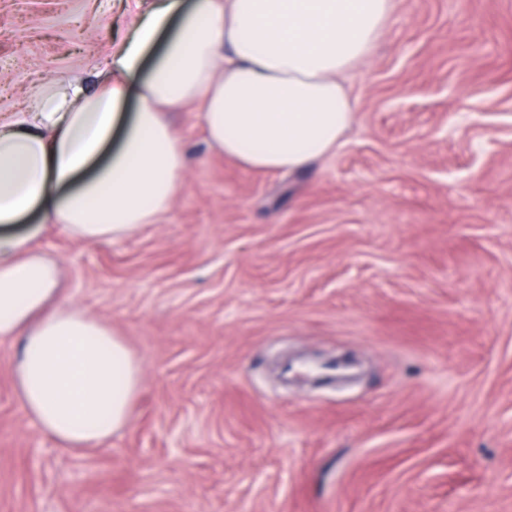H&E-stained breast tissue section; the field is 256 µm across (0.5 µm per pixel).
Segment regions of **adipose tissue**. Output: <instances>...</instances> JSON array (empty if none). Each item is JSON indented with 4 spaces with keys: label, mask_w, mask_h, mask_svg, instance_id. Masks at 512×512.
<instances>
[{
    "label": "adipose tissue",
    "mask_w": 512,
    "mask_h": 512,
    "mask_svg": "<svg viewBox=\"0 0 512 512\" xmlns=\"http://www.w3.org/2000/svg\"><path fill=\"white\" fill-rule=\"evenodd\" d=\"M391 14L392 0H157L98 88L45 82L0 123V338L21 342L16 399L44 434L70 449L108 440L141 380L124 341L63 296L57 263L34 247L45 228L97 242L155 223L187 164L166 115L187 105L244 166L332 155L353 121L342 78Z\"/></svg>",
    "instance_id": "obj_1"
}]
</instances>
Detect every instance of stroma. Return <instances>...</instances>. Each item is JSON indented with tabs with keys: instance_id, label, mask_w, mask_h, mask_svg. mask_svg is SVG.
<instances>
[{
	"instance_id": "obj_1",
	"label": "stroma",
	"mask_w": 512,
	"mask_h": 512,
	"mask_svg": "<svg viewBox=\"0 0 512 512\" xmlns=\"http://www.w3.org/2000/svg\"><path fill=\"white\" fill-rule=\"evenodd\" d=\"M153 3L0 0V118L90 79ZM345 85L325 160L244 167L187 106L156 223L39 240L141 384L69 450L0 339V512H512V0H393Z\"/></svg>"
}]
</instances>
